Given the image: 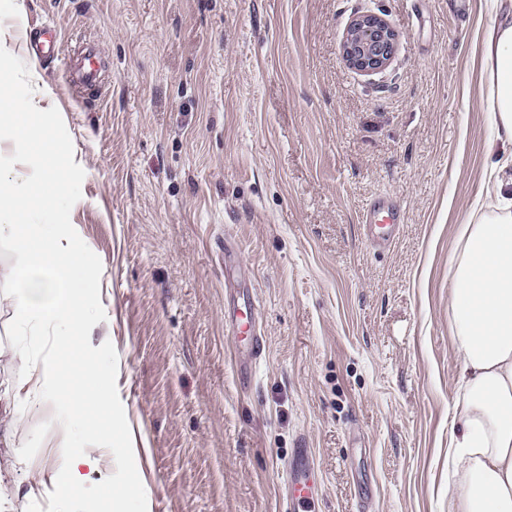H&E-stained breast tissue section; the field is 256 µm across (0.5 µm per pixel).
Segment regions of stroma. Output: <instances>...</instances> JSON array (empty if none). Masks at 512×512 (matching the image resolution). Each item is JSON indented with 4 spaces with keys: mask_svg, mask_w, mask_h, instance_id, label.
Masks as SVG:
<instances>
[{
    "mask_svg": "<svg viewBox=\"0 0 512 512\" xmlns=\"http://www.w3.org/2000/svg\"><path fill=\"white\" fill-rule=\"evenodd\" d=\"M399 36L363 76L342 57L354 15ZM51 20L63 52L105 64L97 94L63 61L33 63L21 34ZM486 0H0V71L36 66L43 135L0 143L41 167L83 168L31 224L76 225L112 325V362L64 354V382L112 389L70 432L33 408L0 479L52 480L60 443L111 429L95 487L15 512H287L283 473L310 449L321 512H448L459 354L449 258L486 204L489 144L479 56ZM403 211L374 249L360 217ZM255 292L264 352L231 361L224 261ZM122 487L120 503L106 496Z\"/></svg>",
    "mask_w": 512,
    "mask_h": 512,
    "instance_id": "1",
    "label": "stroma"
}]
</instances>
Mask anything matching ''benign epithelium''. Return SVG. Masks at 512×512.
<instances>
[{"instance_id": "benign-epithelium-1", "label": "benign epithelium", "mask_w": 512, "mask_h": 512, "mask_svg": "<svg viewBox=\"0 0 512 512\" xmlns=\"http://www.w3.org/2000/svg\"><path fill=\"white\" fill-rule=\"evenodd\" d=\"M398 46V34L376 13H363L349 23L342 41V57L361 75L379 74L391 64Z\"/></svg>"}]
</instances>
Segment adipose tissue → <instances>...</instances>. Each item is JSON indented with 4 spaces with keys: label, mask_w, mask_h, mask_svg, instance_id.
<instances>
[{
    "label": "adipose tissue",
    "mask_w": 512,
    "mask_h": 512,
    "mask_svg": "<svg viewBox=\"0 0 512 512\" xmlns=\"http://www.w3.org/2000/svg\"><path fill=\"white\" fill-rule=\"evenodd\" d=\"M492 3L479 73L489 91L490 137L502 150L488 168L490 210L461 225L452 260L448 309L460 368L448 512H512V0ZM81 167L70 160L61 174L28 167L22 156L0 166V242L16 253L13 263L0 267V307L11 308L14 318L8 343L0 342V367L17 364L24 370L0 398V440H11L23 427L29 400L64 399L72 418L112 401L107 387L94 396L59 387L61 353H97L110 334L109 320L87 301L96 277L74 246L76 229L22 221L30 189L55 204L67 197ZM37 327L52 328L54 336L51 350L40 357L31 355L25 341L27 330ZM105 443L101 432H85L80 454L62 451L59 478L48 484L30 475L29 494L46 491L69 501L83 489L88 471L97 469L95 453Z\"/></svg>",
    "instance_id": "obj_1"
}]
</instances>
